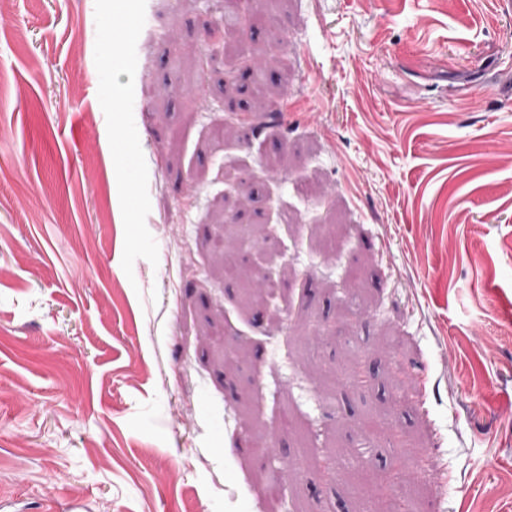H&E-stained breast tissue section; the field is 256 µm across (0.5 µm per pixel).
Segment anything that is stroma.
<instances>
[{"label":"stroma","mask_w":512,"mask_h":512,"mask_svg":"<svg viewBox=\"0 0 512 512\" xmlns=\"http://www.w3.org/2000/svg\"><path fill=\"white\" fill-rule=\"evenodd\" d=\"M256 12L282 91L242 124L224 0L0 11V500L512 512V0ZM254 224L260 305L210 248Z\"/></svg>","instance_id":"stroma-1"}]
</instances>
